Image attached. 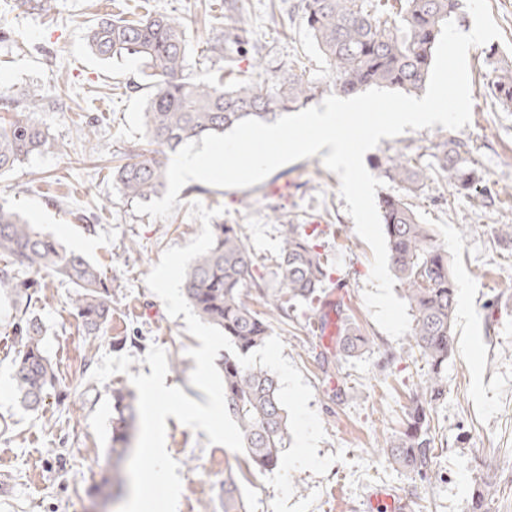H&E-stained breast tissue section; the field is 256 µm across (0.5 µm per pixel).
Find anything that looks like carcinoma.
<instances>
[{
  "mask_svg": "<svg viewBox=\"0 0 512 512\" xmlns=\"http://www.w3.org/2000/svg\"><path fill=\"white\" fill-rule=\"evenodd\" d=\"M398 23L384 18L381 3L374 0H303V14L329 72L336 92L353 96L369 87L397 88L407 93L424 89L429 77L442 26L456 18L463 0H399ZM90 52L102 60L133 58L152 79L143 106V122L149 145L135 152L119 167L114 179L131 200H148L166 185L165 149L174 150L208 133L222 134L246 118L268 120L284 111L306 107L321 93L320 83L301 72L272 82L239 80L224 85L222 78L186 77L189 41L185 19L156 13L138 20L102 17L89 30ZM493 88L503 107L512 109V65L494 70ZM42 107L32 94L15 107L9 120L0 123V175L14 170L29 156L49 144V133L31 113ZM437 170L450 184L477 190L480 176L453 148L436 155ZM386 177L409 193L421 189L426 170L407 160H396ZM379 212L395 277L413 313L411 348L428 364L420 393L413 397L404 430L386 450L388 461L398 468L425 477L435 458L428 410L443 394V372L454 352L453 319L457 285L448 252L436 245L427 225L419 223L408 198L385 195ZM214 246L188 266L183 293L207 324L219 328L236 353L245 356L259 347L268 332L266 319L248 302L249 285L259 288L253 271V254L241 233L229 224L211 225ZM0 255L13 269L36 275L20 279L0 270V296L17 302L30 289L43 288L50 276L71 285V305L90 336L106 326L112 309V288L94 264L67 251L55 238L38 231L17 212L0 205ZM282 288L276 307L321 302V288L328 275L327 260L317 251L310 235L293 224L284 225L277 257ZM336 357H352L365 345V337L351 317L336 306ZM21 348L14 361L13 389L19 403L38 410L56 387L54 366L44 349L42 324L26 312L16 323ZM227 409L244 435L246 463L259 471L280 465L288 442V412L277 400L279 384L268 370L244 368L229 351L217 360ZM109 444L111 463L101 469L100 480L86 490L91 498L120 488L126 482L124 462L131 449L137 416L135 398L121 389L112 393ZM492 498L489 485L479 487L469 512H487ZM224 512H244L238 497L237 477L228 472L222 489Z\"/></svg>",
  "mask_w": 512,
  "mask_h": 512,
  "instance_id": "obj_1",
  "label": "carcinoma"
}]
</instances>
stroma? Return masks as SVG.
<instances>
[{"mask_svg":"<svg viewBox=\"0 0 512 512\" xmlns=\"http://www.w3.org/2000/svg\"><path fill=\"white\" fill-rule=\"evenodd\" d=\"M57 0L42 13L19 0H0V87L13 103L40 91L43 106L33 118L50 135L49 145L13 171L0 175V203L22 213L67 250L94 240L87 251L112 285V315L101 336L87 335L70 305L71 287L50 280L33 292L28 312L44 325V346L58 385L38 411L24 410L11 391L18 345L13 327L17 306L0 298V512H90L87 488L108 460L112 391L131 388V375L150 373L143 361L151 346L165 350L166 386L206 402L189 382L195 368L188 349L200 342L170 317L163 301L145 284L165 249L183 247L201 231L189 214L193 202L221 208L218 220L237 225L255 258L264 290L254 299L270 335L280 337L287 357L313 390L308 406L326 431L318 453L344 451L326 475L292 474L296 498L318 491L311 512H366L369 489L392 488L407 512H466L478 484L495 485L488 512H512V111L491 88L495 67L512 63V0H490L501 36L468 54L472 96L470 125H441L381 139L364 159L382 179L377 196L403 194L385 181L401 157L429 171L410 201L420 223L430 225L437 243L447 246L451 270L465 302L454 320L455 352L443 373L444 393L432 402L435 459L428 478L390 465L382 448L402 429V419L428 366L409 349L408 337L393 339L376 324L364 301L372 250L361 239L339 193L340 180L320 156L294 161L248 188H219L188 182L173 215L153 219L136 214L112 178L146 141L142 121L150 92L139 62L102 61L87 47L96 19L130 16L135 6L189 18V66L196 78L216 73L233 59L234 75L272 82L287 71H307L333 94L326 64L306 28L301 0H242L244 33L228 35L224 0ZM63 74L67 88L57 97L52 80ZM96 134L84 138L82 130ZM455 147L476 164L478 191L456 188L434 175L438 148ZM303 225L319 252L327 254L330 277L325 293L335 294L364 336L356 356L336 359L312 330L308 305L282 311L275 305L281 273L275 259L283 227ZM128 354V373L105 382L90 374L103 355ZM166 449L179 465L182 492L178 512H223L218 491L225 470H234L247 512H272L275 490L266 472L245 466V455L209 444L205 432L167 417Z\"/></svg>","mask_w":512,"mask_h":512,"instance_id":"obj_1","label":"stroma"}]
</instances>
